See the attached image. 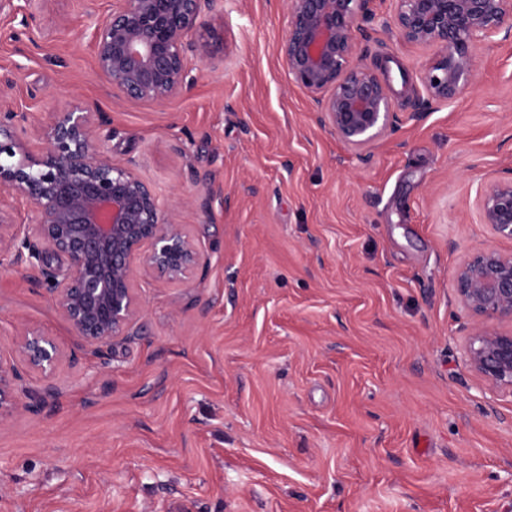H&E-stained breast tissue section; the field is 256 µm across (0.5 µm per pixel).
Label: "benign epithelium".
I'll list each match as a JSON object with an SVG mask.
<instances>
[{"label": "benign epithelium", "mask_w": 512, "mask_h": 512, "mask_svg": "<svg viewBox=\"0 0 512 512\" xmlns=\"http://www.w3.org/2000/svg\"><path fill=\"white\" fill-rule=\"evenodd\" d=\"M219 0H113L109 16L89 33L97 75L126 100L161 104L187 96L195 78L188 53L210 55L194 38ZM369 0H285L288 31L280 54L295 81L312 98L316 122L365 153L394 131L388 85L381 72L358 61L356 33ZM393 20L406 43L434 53L420 73L427 98L454 100L469 88L477 46L501 32L512 34V0H395ZM0 77V187L35 208L33 227L11 220L0 205V264L49 267L63 260L49 288L56 312L82 343L97 348L131 335L140 311L137 268L181 282L200 263L184 225L160 205L151 184L130 164L118 165L97 150L99 105L86 102L56 112L40 131L44 147L32 152L16 135L27 114L11 106ZM482 223L512 240V180L490 185L480 201ZM453 283L459 302L478 321L468 330L466 364L495 388L512 392V331L484 321L512 324V253L484 248L458 266ZM63 360L54 338L39 331L17 335L0 350V426L19 409L16 362L42 375L40 407L58 395L53 377Z\"/></svg>", "instance_id": "obj_1"}]
</instances>
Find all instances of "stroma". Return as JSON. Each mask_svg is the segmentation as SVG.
I'll return each mask as SVG.
<instances>
[{
  "label": "stroma",
  "instance_id": "1",
  "mask_svg": "<svg viewBox=\"0 0 512 512\" xmlns=\"http://www.w3.org/2000/svg\"><path fill=\"white\" fill-rule=\"evenodd\" d=\"M111 5L0 11L17 134L40 150L55 112L97 101L101 149L136 165L200 264L181 283L137 272L142 333L102 348L55 311L48 269H0V347L34 329L68 356L55 402L0 427V512H512V393L466 367L453 290L470 253L512 252L478 209L512 180V37L415 121L432 50L369 0L358 56L386 65L398 123L366 162L283 67V0H218L191 94L158 105L96 75L86 30Z\"/></svg>",
  "mask_w": 512,
  "mask_h": 512
}]
</instances>
